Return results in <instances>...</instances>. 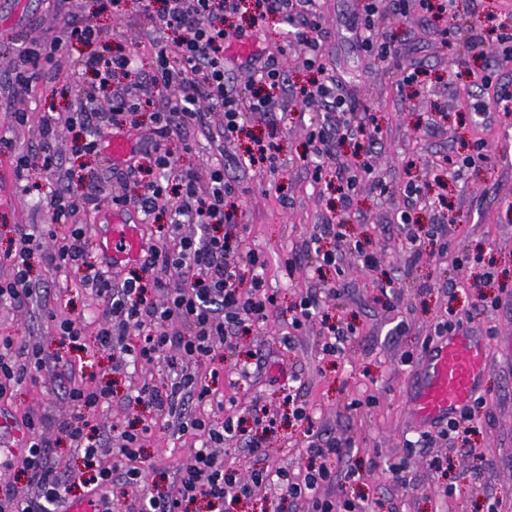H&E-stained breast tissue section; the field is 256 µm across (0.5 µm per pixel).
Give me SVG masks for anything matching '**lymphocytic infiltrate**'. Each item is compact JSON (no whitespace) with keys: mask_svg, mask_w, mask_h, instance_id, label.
Listing matches in <instances>:
<instances>
[{"mask_svg":"<svg viewBox=\"0 0 512 512\" xmlns=\"http://www.w3.org/2000/svg\"><path fill=\"white\" fill-rule=\"evenodd\" d=\"M142 0V10L153 25L170 33V43L160 47L148 78L135 77L131 56L91 54L78 63L82 73L96 78L86 99L66 118L68 125L81 126L86 137L74 146L75 152H97L104 131L137 128V112L145 104L139 90L150 83L163 98L155 107L152 133L159 144L149 152V163L140 156L130 157L121 172L134 180L141 191L135 201L119 197L117 205H134L144 220L159 212L169 222L161 227L137 272L120 282L103 275L87 249V228L79 224V214L98 212L103 200L96 184L80 192L57 189L39 199L44 224H19L15 227L14 252L5 256L11 266L8 278H0V306L18 312L31 307L47 308L48 291L37 287L30 277L32 259L49 268L84 270V282L99 302L97 336L101 349L109 351L116 366L134 359L146 364L163 360L170 381L165 387L143 381L135 389L136 404L151 408L157 416L173 415L181 432L201 438L203 445L188 458L174 464V477L161 496L142 498L138 490L156 461L144 453L151 424L121 432L115 448L88 431L89 418L104 404L111 403L109 386L69 376L64 391L71 413L59 424L58 433L82 449L91 473L82 477L87 489L108 491L114 481L131 488L128 512H188L191 504L203 500L223 503L226 496H249L253 487L267 484L285 492L289 498L306 502L308 512H367L363 499L335 494L339 473L329 467L330 458L347 454V440H312L308 443L309 464L294 473L272 467L239 478L224 463L219 448L241 431L240 423L226 418L214 424L203 408L214 396L213 386L219 369L206 368L217 348L226 346L232 329L244 331L265 325L275 304L272 295L261 292L257 282H245L240 269H261L268 261L241 243L230 242L218 234V227L237 222L238 188L224 178L220 163L185 169L179 166L177 150L165 148L176 141L178 150L193 148L195 136L209 141H231L246 132L254 117L286 112L296 104L320 109L322 121L310 133L313 154L320 160L335 159L340 145L374 139L368 112L357 110L342 93L339 80L324 74L318 61L322 35L316 0ZM252 6L249 28L228 29L229 16ZM277 16L296 25L295 40L301 47L300 65L315 71L317 77L301 86L293 98L276 95L286 81V71L274 57H251L246 67L254 78L255 89L242 96L228 88L224 78L230 70L224 53L226 41L241 39L247 32L260 31L267 18ZM103 37L102 30L76 17H68L50 42L20 44L16 54L15 85L17 98H26L46 70L54 69L62 44H92ZM221 112L220 131H213L209 116ZM0 146L12 150L17 172L25 174L60 169L62 160L54 146V129L45 126L38 145L16 148L0 137ZM186 224L197 225V232L182 233ZM155 288L160 301H153L147 288ZM62 358L46 354L42 347H15L12 337H0V397L23 382L34 371H54L63 366ZM27 451L19 465L29 477V489H20L11 480L0 482V512H59L67 499L68 487L59 475L50 450L54 437L45 422L25 415Z\"/></svg>","mask_w":512,"mask_h":512,"instance_id":"f902f5d3","label":"lymphocytic infiltrate"}]
</instances>
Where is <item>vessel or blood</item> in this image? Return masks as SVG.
<instances>
[{
	"instance_id": "1",
	"label": "vessel or blood",
	"mask_w": 512,
	"mask_h": 512,
	"mask_svg": "<svg viewBox=\"0 0 512 512\" xmlns=\"http://www.w3.org/2000/svg\"><path fill=\"white\" fill-rule=\"evenodd\" d=\"M106 226L100 236V252L112 268L137 262L144 249L138 220L123 208L106 210ZM512 359V339L490 345L469 325L450 332L426 349L416 368L410 397V416L415 427L448 422L470 406L482 389L492 353Z\"/></svg>"
}]
</instances>
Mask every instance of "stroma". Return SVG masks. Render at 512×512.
I'll list each match as a JSON object with an SVG mask.
<instances>
[{"mask_svg":"<svg viewBox=\"0 0 512 512\" xmlns=\"http://www.w3.org/2000/svg\"><path fill=\"white\" fill-rule=\"evenodd\" d=\"M442 0H432L433 11L420 13L415 0L395 8L392 0H380L384 19L375 32L376 43L392 42L405 67L418 75L419 86L401 84L400 73L376 61L348 38L347 26L358 13L359 0H319L327 30L322 50L332 73L342 82L353 103L367 106L380 130L374 145V172L360 177L349 213H342L337 193L330 184L340 164L353 163L352 147H345L325 164L321 182H314L307 164L309 135L320 116L309 112L288 113L276 125L263 120L250 124L247 134L224 145V177L239 188V238L244 249L266 256L270 265L260 272L262 287L274 294L276 305L260 329L232 336L231 345L215 351L224 367L218 383L219 402L209 407L212 421L236 415L253 429L254 409L275 420L267 434L263 454L249 451L243 438L230 441L228 463L239 476L282 465L299 471L307 464V438L303 427L290 420L284 400L292 395L313 413L314 429L323 439H348V455L331 460L336 471L356 470L360 477L343 484L341 491L364 497L372 512H488L495 501L512 503V362L493 358L485 375V406L476 429L442 437L439 429H416L409 422L408 396L414 384L409 359H420L427 336L438 322L454 320L469 312L480 296L495 298L496 307L474 325L489 342L512 336V117L495 110L484 116L463 108L464 95L479 96L477 73L491 74L503 90L512 93V61L497 56H478L467 46L475 18H501L512 11V0H456V38L445 46L438 34L442 24L437 11ZM86 19L106 33L102 42L62 47L57 63L70 74L83 56L115 52L131 55L138 70L152 64L143 47L164 43L166 34L152 27L140 0H127L126 12L114 16L109 0H0V133H7L22 147L38 141V129L46 117L62 118L83 98L91 76L72 81L62 93L44 88L27 97L28 125H12L13 78L18 34L42 40L56 34L68 16ZM257 50L278 54L288 69L291 84L306 82L310 74L294 66L299 46L277 21L266 25ZM278 129L284 164L275 174L241 165L252 138L267 137ZM77 129L59 125L56 148L64 167L83 170L95 178L103 195L134 199V186L122 183L107 151L76 154L72 144ZM484 138L488 165L462 166L475 138ZM448 155L456 160L454 173L433 171L430 160ZM384 180L380 192L376 180ZM443 180L438 191L440 208L417 206L422 225H439L437 241L447 242V253H438L437 242H425L419 262H411L399 215L406 206L401 189L407 183L426 187ZM57 178L39 175L30 182L17 178L11 155L0 154V257L14 247L13 227L39 224L38 197L55 188ZM344 221L348 241L360 243L366 252L380 256L374 268L363 267L356 252L343 250L339 268L325 269L315 278L317 250L333 249V240L314 244L316 225ZM296 262L285 272V259ZM34 277L50 285V303L56 314L84 324L80 348L60 344L54 322L35 309L16 314L0 309V336H16L39 344L48 354L76 361L86 377L110 383L118 399L95 413L97 421L121 433L130 424L149 419L150 410L127 406L122 398L146 378L164 384L163 363H129L115 367L108 352L97 349L95 313L98 299L83 284L80 270L50 271L35 266ZM392 281L393 296L379 290ZM333 285L338 297L322 295L323 285ZM319 293L320 303L336 323L351 326L353 333L343 354H324L325 341L313 324L291 341H284L292 308L302 297ZM248 375L237 378L236 366ZM44 414L68 417L70 405L62 383L40 372L0 400V475L26 486L28 478L16 462L25 450L23 416ZM199 439L167 427H158L145 444L148 456L171 464L200 447ZM403 470L404 483L394 482L390 467ZM306 512L275 487H254L251 495L226 504L224 512Z\"/></svg>","mask_w":512,"mask_h":512,"instance_id":"obj_1","label":"stroma"}]
</instances>
